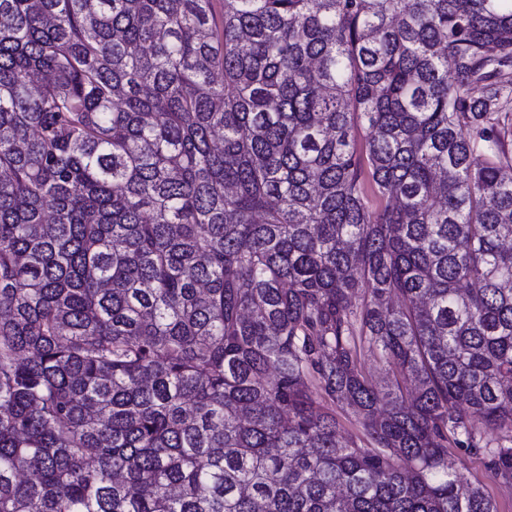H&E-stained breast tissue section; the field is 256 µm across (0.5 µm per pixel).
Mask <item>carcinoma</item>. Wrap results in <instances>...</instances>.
I'll return each instance as SVG.
<instances>
[{
  "label": "carcinoma",
  "mask_w": 512,
  "mask_h": 512,
  "mask_svg": "<svg viewBox=\"0 0 512 512\" xmlns=\"http://www.w3.org/2000/svg\"><path fill=\"white\" fill-rule=\"evenodd\" d=\"M452 445L512 486V0H0V512H498Z\"/></svg>",
  "instance_id": "obj_1"
}]
</instances>
